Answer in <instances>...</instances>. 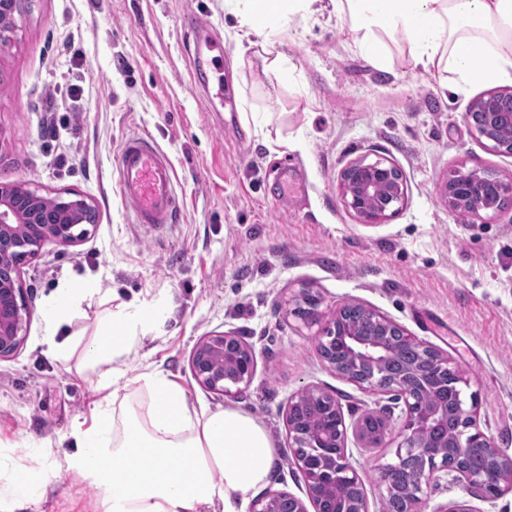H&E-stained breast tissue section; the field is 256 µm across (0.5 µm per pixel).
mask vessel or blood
<instances>
[{
  "mask_svg": "<svg viewBox=\"0 0 512 512\" xmlns=\"http://www.w3.org/2000/svg\"><path fill=\"white\" fill-rule=\"evenodd\" d=\"M117 193L136 223L174 224L180 217L172 165L152 138H125L118 156Z\"/></svg>",
  "mask_w": 512,
  "mask_h": 512,
  "instance_id": "1",
  "label": "vessel or blood"
}]
</instances>
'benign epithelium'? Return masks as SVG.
I'll use <instances>...</instances> for the list:
<instances>
[{
    "label": "benign epithelium",
    "mask_w": 512,
    "mask_h": 512,
    "mask_svg": "<svg viewBox=\"0 0 512 512\" xmlns=\"http://www.w3.org/2000/svg\"><path fill=\"white\" fill-rule=\"evenodd\" d=\"M21 0H0V54L15 40V14ZM499 94L476 100L465 119L475 134L493 147L512 154V136L501 132L512 129V109L498 106ZM341 196L346 209L364 224H380L402 208L406 186L400 169L387 159L373 163L353 161L339 174ZM448 207L471 216L497 212L512 196V183L491 178L476 170L455 171L445 184ZM40 195L18 185L0 183V358L12 355L20 346L28 319L21 278L22 265L39 255L49 243L72 245L86 231L69 223L70 211H96L85 198L71 200L54 217L42 213L36 203ZM316 299L302 289L294 315L306 324L317 322ZM323 361L338 375L364 392L390 393L403 403L402 440L396 448L397 462L383 466L379 482L391 494L407 486L405 512H417L422 486L436 472L451 471L475 491H493L501 484H512V457L504 454L495 441L480 431L462 433L461 451L448 454V442H431L419 437L423 429L434 430L448 420V404L424 402L416 388L422 380L434 381L454 366L448 356L405 332L398 324L372 310L351 316L344 306L327 322L317 339ZM390 364L393 371L383 378L376 367ZM190 366L194 379L203 387L224 397H235L247 388L255 375L256 354L252 345L232 332L213 333L195 345ZM313 404L320 408L319 440L308 434L297 407ZM295 464L307 481L308 496L315 512H368L365 486L357 470L348 462V434L364 448L377 447L385 440L389 415L372 411L346 423L336 396L319 388H307L291 396L285 414ZM474 457L485 461L473 468ZM343 485L349 496H336ZM253 512H308L304 502L283 491H270L253 504Z\"/></svg>",
    "instance_id": "7a95c632"
}]
</instances>
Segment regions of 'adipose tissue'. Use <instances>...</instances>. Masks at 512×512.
<instances>
[{"mask_svg": "<svg viewBox=\"0 0 512 512\" xmlns=\"http://www.w3.org/2000/svg\"><path fill=\"white\" fill-rule=\"evenodd\" d=\"M316 0H225L252 47L265 55L276 78L291 79L273 33L313 14ZM327 10L349 19L354 49L373 67L395 62L405 38L413 67L445 77L464 90L474 83L512 84V0H328ZM95 281H66L48 301L50 353L65 357L55 333L71 322ZM166 317L165 308L141 300L107 314L83 348V362L103 391L92 425L72 423L75 466L112 491V512H244L250 494L271 482L275 447L248 413L231 406L191 408L168 373L153 369L139 381L136 401L123 393L119 367L139 334Z\"/></svg>", "mask_w": 512, "mask_h": 512, "instance_id": "obj_1", "label": "adipose tissue"}]
</instances>
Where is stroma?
<instances>
[{"mask_svg": "<svg viewBox=\"0 0 512 512\" xmlns=\"http://www.w3.org/2000/svg\"><path fill=\"white\" fill-rule=\"evenodd\" d=\"M17 36L0 54V183L40 195L91 199L99 220L74 246L50 244L25 264L29 317L17 352L0 359V491L13 470L50 475L26 512H103L97 481L70 466L71 423L99 399L79 355L48 353L46 302L69 278L95 280L58 340L86 341L108 304L161 302L167 318L139 336L122 368L128 381L169 372L199 410L238 408L276 449L271 489L305 497L284 413L306 387L336 393L346 420L386 407L399 432L402 409L369 394L320 357L316 328L286 312L309 286L321 320L358 304L385 315L454 362L473 398L477 425L512 456V205L478 217L449 209L451 172L477 169L512 181V154L477 138L469 105L492 93L476 84L454 94L408 65L380 71L353 48L347 27L326 12L290 22L276 38L295 82L277 81L238 29L224 0H22ZM232 89L215 98L217 81ZM78 86L71 100L69 86ZM62 127L49 141L50 124ZM150 135L168 155L183 202L178 223H136L115 190L126 136ZM385 158L407 182L399 213L360 223L344 206L337 177L349 162ZM234 331L257 367L236 399L194 379L191 352L202 336ZM369 512H379L381 466L395 442L349 441ZM512 512V487L492 499L434 474L421 512Z\"/></svg>", "mask_w": 512, "mask_h": 512, "instance_id": "35a3bbf8", "label": "stroma"}]
</instances>
